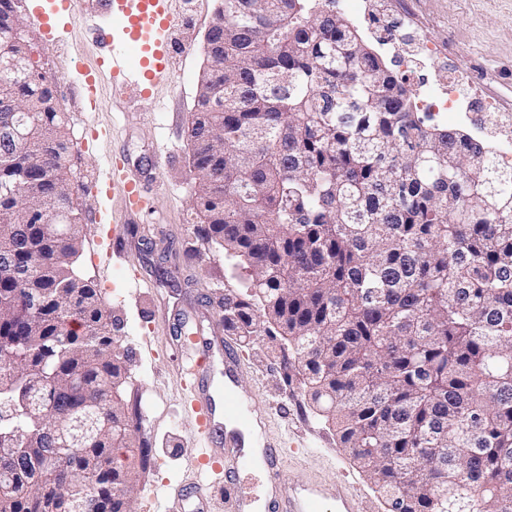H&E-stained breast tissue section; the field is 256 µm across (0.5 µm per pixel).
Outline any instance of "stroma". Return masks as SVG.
Here are the masks:
<instances>
[{"label":"stroma","mask_w":512,"mask_h":512,"mask_svg":"<svg viewBox=\"0 0 512 512\" xmlns=\"http://www.w3.org/2000/svg\"><path fill=\"white\" fill-rule=\"evenodd\" d=\"M218 6L219 0H177L172 78L158 84L152 97L106 80L90 102L79 79L82 72L96 69L103 54L93 27L111 29L119 46L122 19L104 11L102 0H79L61 18L69 29L66 41L55 45L32 16L33 0H22L24 22L36 35V60L53 79L57 108L66 119L67 166L82 225L77 272L95 285L127 361L122 398L133 441L150 442L155 453L152 467L139 474L127 512H150L151 494L170 481L182 482L185 493H192L194 449L187 433L190 420L182 409L180 327L223 319L225 305L237 299L247 279L245 270L206 237L204 219L193 203L187 127L205 66V34ZM336 10L348 19L367 14L374 31L364 39L372 46L379 39L378 28L400 26L396 54L385 62L405 77L411 92H418L424 79L456 77L468 94L495 97L502 111L512 113V0H336ZM425 39L439 46V54L421 67L406 69L404 58H418ZM162 147L167 155L160 160L156 154ZM117 150L121 165L133 170L160 162V180L148 186L152 214L127 212L120 187L92 190ZM100 213L108 216L101 224L95 221ZM116 233L121 245L111 264L100 265L92 242H110ZM129 267L148 283L141 292L128 286ZM234 344L241 361L239 382L252 393L269 434L280 441L285 474L346 484L371 503V512H385L373 484L319 416L300 382L294 354L278 331L263 328L235 338Z\"/></svg>","instance_id":"1"}]
</instances>
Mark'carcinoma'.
Returning <instances> with one entry per match:
<instances>
[{
  "label": "carcinoma",
  "instance_id": "1",
  "mask_svg": "<svg viewBox=\"0 0 512 512\" xmlns=\"http://www.w3.org/2000/svg\"><path fill=\"white\" fill-rule=\"evenodd\" d=\"M333 2L224 0V57L188 126L205 232L249 269L224 327L280 329L386 512H512V167L417 111ZM4 80L40 140L38 166L0 197V247L45 303L30 322L0 311V339L17 344L0 353V456L29 452L0 512H44L75 488L82 512H123L152 448L136 464L113 454L132 442L127 363L69 262L80 216L63 115L38 69ZM57 203L74 214L63 236L46 227ZM74 309L82 334L67 329ZM84 413V454L33 482L46 433Z\"/></svg>",
  "mask_w": 512,
  "mask_h": 512
}]
</instances>
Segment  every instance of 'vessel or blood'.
<instances>
[{"instance_id": "b4317fda", "label": "vessel or blood", "mask_w": 512, "mask_h": 512, "mask_svg": "<svg viewBox=\"0 0 512 512\" xmlns=\"http://www.w3.org/2000/svg\"><path fill=\"white\" fill-rule=\"evenodd\" d=\"M174 0H114L123 13V31L136 49L135 63L110 53L100 69L83 73L82 88L94 94L102 80L125 81L139 92L150 90L157 77L170 69L174 43ZM129 211L150 212L151 197L141 182L119 180ZM180 377L186 390L185 407L191 421L190 438L196 447L195 497L187 503L179 485L153 492L154 512H208L209 495L223 485L226 512H321L324 503L335 512H365L362 500L340 484L289 479L282 465L281 448L260 428L252 414V396L238 380L239 358L232 346L205 335L203 327H189L183 336ZM224 356V397L215 401L207 381V365L216 354ZM260 468L262 492L253 495L242 487L244 476Z\"/></svg>"}]
</instances>
